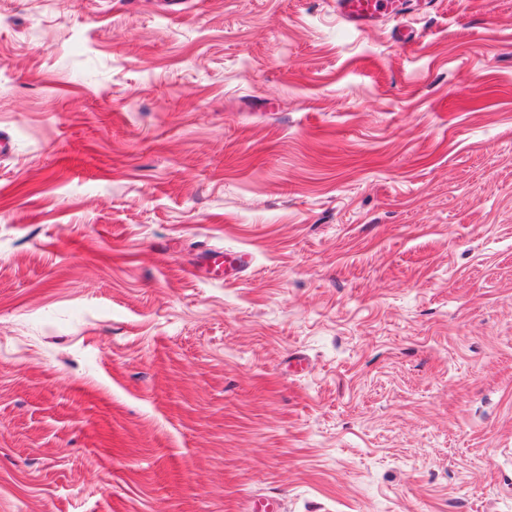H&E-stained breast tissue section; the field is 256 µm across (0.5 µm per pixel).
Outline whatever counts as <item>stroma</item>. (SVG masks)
I'll use <instances>...</instances> for the list:
<instances>
[{
	"mask_svg": "<svg viewBox=\"0 0 512 512\" xmlns=\"http://www.w3.org/2000/svg\"><path fill=\"white\" fill-rule=\"evenodd\" d=\"M333 7L0 0V512H512V0ZM336 20L344 27L361 28L385 14L400 17L410 8L404 0H336Z\"/></svg>",
	"mask_w": 512,
	"mask_h": 512,
	"instance_id": "1",
	"label": "stroma"
}]
</instances>
